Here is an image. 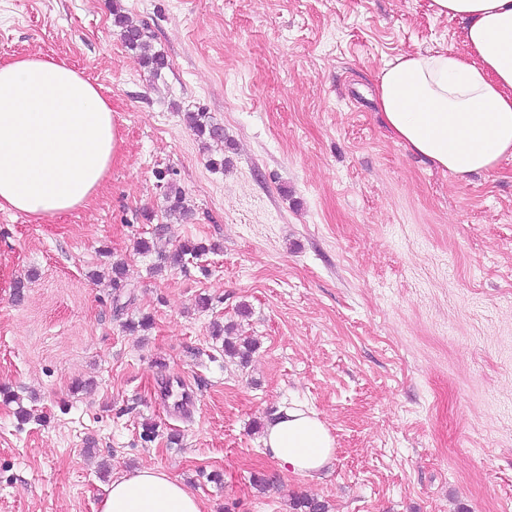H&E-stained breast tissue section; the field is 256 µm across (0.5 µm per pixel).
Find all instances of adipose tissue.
<instances>
[{"label": "adipose tissue", "mask_w": 512, "mask_h": 512, "mask_svg": "<svg viewBox=\"0 0 512 512\" xmlns=\"http://www.w3.org/2000/svg\"><path fill=\"white\" fill-rule=\"evenodd\" d=\"M464 24L466 53L400 55L375 86L391 137L457 177L512 157V0H431ZM123 142L96 85L65 62L31 55L0 65V210L34 217L84 206ZM264 446L298 475L316 478L334 439L316 413L283 406ZM100 512H203L200 499L159 467L115 478Z\"/></svg>", "instance_id": "ef3b65f1"}]
</instances>
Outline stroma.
<instances>
[{"instance_id": "obj_1", "label": "stroma", "mask_w": 512, "mask_h": 512, "mask_svg": "<svg viewBox=\"0 0 512 512\" xmlns=\"http://www.w3.org/2000/svg\"><path fill=\"white\" fill-rule=\"evenodd\" d=\"M116 1L166 56L161 78L121 41ZM430 3L0 0V62L68 63L124 139L86 206L0 211V389L16 396L0 401V512H99L114 477L146 466L206 512H292L298 497L328 512H512V158L461 179L377 116L386 63L465 49L460 21ZM194 111L223 126V148L203 149ZM162 171L191 220L165 212ZM157 224L171 245L215 250L154 274L134 244ZM116 258L118 295L92 278ZM145 314L152 329L130 334ZM234 320L258 343L245 367L211 335ZM168 378L191 392L186 409L160 399ZM283 404L334 438L320 478L267 454Z\"/></svg>"}]
</instances>
